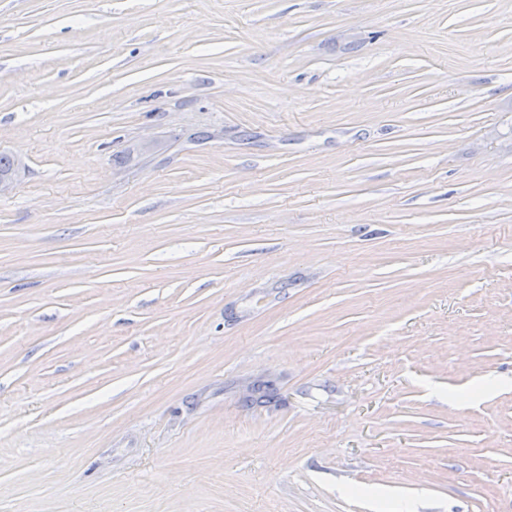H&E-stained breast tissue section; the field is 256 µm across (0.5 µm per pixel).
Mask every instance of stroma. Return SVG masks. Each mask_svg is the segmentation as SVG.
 I'll list each match as a JSON object with an SVG mask.
<instances>
[{
    "mask_svg": "<svg viewBox=\"0 0 512 512\" xmlns=\"http://www.w3.org/2000/svg\"><path fill=\"white\" fill-rule=\"evenodd\" d=\"M0 152V512H512V0H0Z\"/></svg>",
    "mask_w": 512,
    "mask_h": 512,
    "instance_id": "stroma-1",
    "label": "stroma"
}]
</instances>
